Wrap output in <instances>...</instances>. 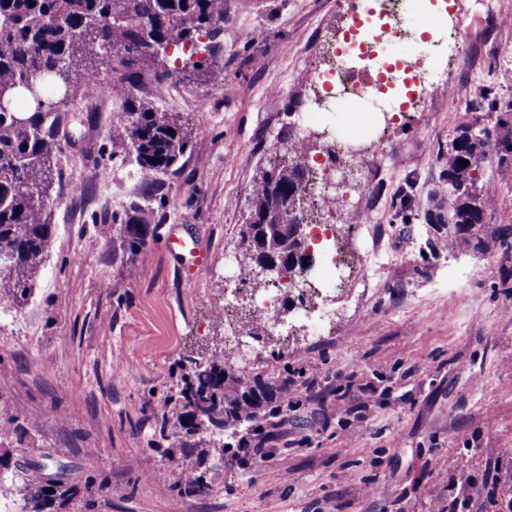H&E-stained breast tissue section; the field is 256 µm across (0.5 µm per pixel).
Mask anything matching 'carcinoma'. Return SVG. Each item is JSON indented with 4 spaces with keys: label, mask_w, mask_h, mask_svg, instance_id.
Here are the masks:
<instances>
[{
    "label": "carcinoma",
    "mask_w": 512,
    "mask_h": 512,
    "mask_svg": "<svg viewBox=\"0 0 512 512\" xmlns=\"http://www.w3.org/2000/svg\"><path fill=\"white\" fill-rule=\"evenodd\" d=\"M224 31V0H0V283L7 282L15 300L27 296L48 245L50 225L41 211L53 180V158L60 151L56 98L76 94L97 80V66L109 58L121 67L117 91L127 93L144 78L162 83L172 75L163 64V43L197 53L199 38ZM120 135L122 151L135 159L142 173H167L191 143L190 133L167 112L149 103L128 111ZM495 152L501 173L512 175V121L498 118L493 130L462 127L448 144L445 180L448 216H430L448 223L454 233L477 238L484 253L512 251V225L480 235L495 190L476 186L474 173ZM469 165H462V161ZM310 170L301 154L278 170L265 171L248 198L249 213L241 225L246 244L244 267L256 277L279 245L305 252L293 232L277 231L280 214L290 224H304L308 214L302 187ZM183 391L184 418L178 434H196L198 421L226 430L255 424L262 411L273 414L288 404L286 383L266 382L211 363L191 368ZM26 502L46 497L64 508L44 471L31 467L15 484Z\"/></svg>",
    "instance_id": "cac0c4a2"
}]
</instances>
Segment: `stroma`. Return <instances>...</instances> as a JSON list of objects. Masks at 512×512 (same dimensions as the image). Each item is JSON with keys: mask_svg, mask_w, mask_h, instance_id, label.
<instances>
[{"mask_svg": "<svg viewBox=\"0 0 512 512\" xmlns=\"http://www.w3.org/2000/svg\"><path fill=\"white\" fill-rule=\"evenodd\" d=\"M442 34L471 25L472 48L449 61L428 46L422 16ZM482 21V0H407L406 31L384 49L397 68L428 52L439 82L424 111L390 122L389 149L360 153L386 183L361 190L349 168L341 191L372 221L333 220L354 259L321 335L251 338L242 358L227 328L225 253L243 257L247 198L293 113L313 95L348 25L339 0H224L223 86L170 62L172 75L116 104L63 100L56 165L44 214L50 243L24 304L0 289V512H32L11 495L14 461L47 465L70 491L66 512H445L458 465L481 480L496 464L481 512H512V252L482 255L472 237L429 221L447 209L448 145L463 125L490 128L474 109L512 101V0ZM172 113L191 133L173 172L146 178L114 140L131 104ZM106 178H99V171ZM479 183L496 194L487 231L512 224V179L488 158ZM145 237L135 254L130 231ZM192 234L208 273L184 283L189 256L169 235ZM218 361L292 399L257 439L263 457L226 467L230 433L199 425L176 437L192 362ZM371 383V397L358 386ZM361 426L359 437L348 433ZM196 461L183 475L175 461ZM384 494H377V487Z\"/></svg>", "mask_w": 512, "mask_h": 512, "instance_id": "stroma-1", "label": "stroma"}]
</instances>
